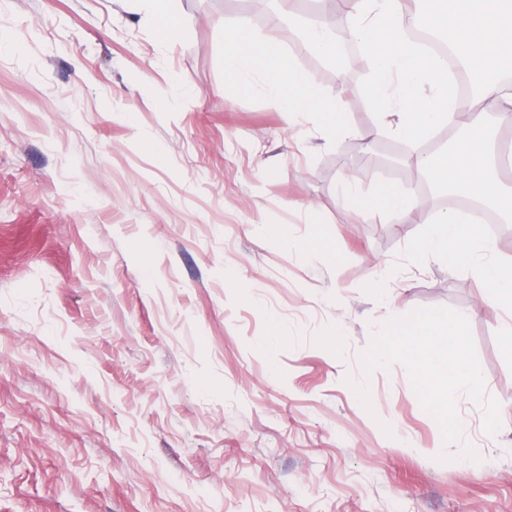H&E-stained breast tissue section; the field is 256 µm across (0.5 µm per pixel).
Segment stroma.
<instances>
[{
  "instance_id": "35a3bbf8",
  "label": "stroma",
  "mask_w": 512,
  "mask_h": 512,
  "mask_svg": "<svg viewBox=\"0 0 512 512\" xmlns=\"http://www.w3.org/2000/svg\"><path fill=\"white\" fill-rule=\"evenodd\" d=\"M176 6L162 41L131 0H0V512H512V310L417 253L435 204L364 224L338 196L414 185L359 137L371 59L319 80L354 134L288 131L224 76L245 0ZM439 306L499 402L492 436L458 398L475 462L440 454L402 364L359 365L377 324Z\"/></svg>"
}]
</instances>
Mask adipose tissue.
Wrapping results in <instances>:
<instances>
[{"label":"adipose tissue","instance_id":"adipose-tissue-1","mask_svg":"<svg viewBox=\"0 0 512 512\" xmlns=\"http://www.w3.org/2000/svg\"><path fill=\"white\" fill-rule=\"evenodd\" d=\"M344 36L373 60L374 72L365 100L381 117L366 138L394 134L414 144L438 127L458 129L459 140L447 149L419 154L415 164L433 184L456 189L512 217V151L503 150L494 125L512 123V82L498 79L503 64L512 63V0H451L449 9L431 12L429 0H346ZM428 27L448 33L468 69L481 75L480 99L491 116L463 123L472 100L462 98L447 62L426 52L413 30ZM224 74L238 92L250 94L262 82L281 113L286 128L309 115L319 119L327 136L350 131L351 105L335 91L320 88L314 76L298 67L284 49L280 28L257 34L247 20L224 28ZM358 216L371 221L383 215L403 216L416 198L412 192L380 184L372 193L351 190ZM484 241L473 212L454 208L438 212L417 241L424 255L468 265L488 288L494 305L512 308V261L481 262L474 252Z\"/></svg>","mask_w":512,"mask_h":512}]
</instances>
